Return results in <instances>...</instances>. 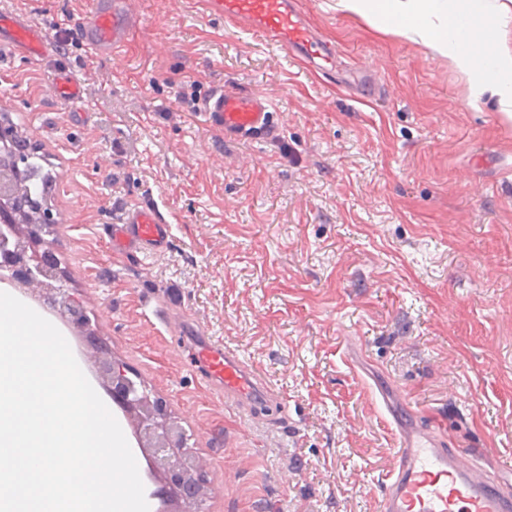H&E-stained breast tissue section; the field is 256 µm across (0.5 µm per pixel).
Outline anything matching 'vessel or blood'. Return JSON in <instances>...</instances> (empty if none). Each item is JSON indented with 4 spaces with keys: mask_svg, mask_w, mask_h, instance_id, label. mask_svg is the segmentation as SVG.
Here are the masks:
<instances>
[{
    "mask_svg": "<svg viewBox=\"0 0 512 512\" xmlns=\"http://www.w3.org/2000/svg\"><path fill=\"white\" fill-rule=\"evenodd\" d=\"M206 15L245 24L256 34L282 47L320 60L334 68L336 60L291 0H201ZM89 52L115 58L131 32L146 30L145 21L131 0H89L78 21ZM0 50L13 56L41 59L52 50V38L42 24L27 15L0 14ZM60 105L83 99L82 84L56 74L48 89ZM207 122L234 140H264L276 133L273 103L265 92L243 91L231 84L214 87L198 104ZM103 233L112 255L121 259L147 258L169 251L171 226L153 201L135 200L123 205ZM164 327L175 336L192 370L225 403L248 415L262 408L281 407L279 396L239 355L209 335L185 313L169 314ZM398 448L393 470L384 478L379 512H512V486L501 483L470 449L448 447L439 430L418 418L393 417Z\"/></svg>",
    "mask_w": 512,
    "mask_h": 512,
    "instance_id": "1",
    "label": "vessel or blood"
}]
</instances>
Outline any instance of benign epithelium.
<instances>
[{"instance_id": "benign-epithelium-1", "label": "benign epithelium", "mask_w": 512, "mask_h": 512, "mask_svg": "<svg viewBox=\"0 0 512 512\" xmlns=\"http://www.w3.org/2000/svg\"><path fill=\"white\" fill-rule=\"evenodd\" d=\"M28 168V159L13 158L17 185L25 186L29 196L34 198L38 189L27 178ZM32 204L38 223L10 224L7 232H0V250L10 257V263L0 267V281L34 295L65 324L83 327L88 322L86 312L65 288L54 264L46 262V255L53 247L41 238L40 231L56 223L57 217L53 211L43 209L40 202L34 200ZM92 362L102 385L121 404L128 417L135 419L138 447L152 449L158 468L179 490L183 512H203L209 487L199 463L187 454V437L180 422L173 418L161 399L151 396L142 383L132 379L112 355L100 351Z\"/></svg>"}]
</instances>
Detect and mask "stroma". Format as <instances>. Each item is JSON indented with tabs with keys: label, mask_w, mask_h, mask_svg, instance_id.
<instances>
[{
	"label": "stroma",
	"mask_w": 512,
	"mask_h": 512,
	"mask_svg": "<svg viewBox=\"0 0 512 512\" xmlns=\"http://www.w3.org/2000/svg\"><path fill=\"white\" fill-rule=\"evenodd\" d=\"M337 2L295 0L336 52L324 72L167 0H138L150 34L115 68L77 30L88 0H0L54 43L0 69V98L55 166L59 268L97 341L206 460L205 512H378L393 385L512 482V126L447 60ZM58 71L83 83L84 119L48 96ZM224 82L277 87L280 133L209 126L198 102ZM127 198L162 205L170 252L113 258L101 229ZM160 293L237 350L287 420L214 397L150 321Z\"/></svg>",
	"instance_id": "1"
}]
</instances>
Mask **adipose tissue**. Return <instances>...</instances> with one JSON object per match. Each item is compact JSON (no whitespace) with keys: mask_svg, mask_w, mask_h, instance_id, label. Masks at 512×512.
I'll return each mask as SVG.
<instances>
[{"mask_svg":"<svg viewBox=\"0 0 512 512\" xmlns=\"http://www.w3.org/2000/svg\"><path fill=\"white\" fill-rule=\"evenodd\" d=\"M345 12L382 33L421 42L469 83L474 97L498 100L512 126V49L502 46L491 15L472 10V0H339Z\"/></svg>","mask_w":512,"mask_h":512,"instance_id":"obj_1","label":"adipose tissue"}]
</instances>
